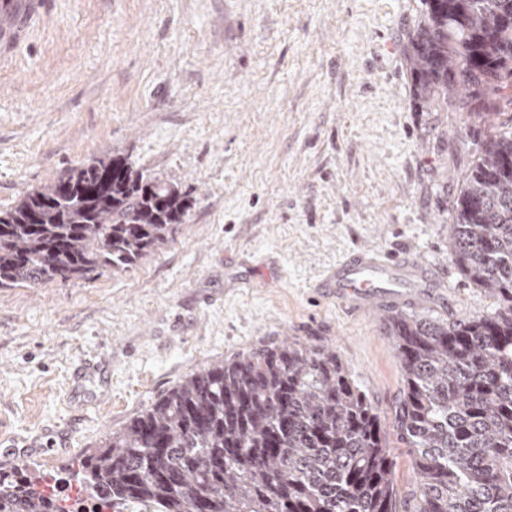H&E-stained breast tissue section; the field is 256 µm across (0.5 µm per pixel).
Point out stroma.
I'll list each match as a JSON object with an SVG mask.
<instances>
[{
	"mask_svg": "<svg viewBox=\"0 0 512 512\" xmlns=\"http://www.w3.org/2000/svg\"><path fill=\"white\" fill-rule=\"evenodd\" d=\"M421 0H43L0 65V210L120 156L191 208L128 272L0 288V463L68 468L190 374L283 342L334 350L395 462L404 376L388 311L315 284L360 247L418 258L437 295L411 317L487 315L451 257L463 180L512 107L413 100ZM96 357L97 370L79 375Z\"/></svg>",
	"mask_w": 512,
	"mask_h": 512,
	"instance_id": "obj_1",
	"label": "stroma"
}]
</instances>
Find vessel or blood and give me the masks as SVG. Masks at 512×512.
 <instances>
[{"instance_id": "vessel-or-blood-1", "label": "vessel or blood", "mask_w": 512, "mask_h": 512, "mask_svg": "<svg viewBox=\"0 0 512 512\" xmlns=\"http://www.w3.org/2000/svg\"><path fill=\"white\" fill-rule=\"evenodd\" d=\"M41 0H0V54L23 36ZM337 302L359 310L396 308L419 299L430 285L427 266L416 259L387 257L361 248L336 261L318 282Z\"/></svg>"}]
</instances>
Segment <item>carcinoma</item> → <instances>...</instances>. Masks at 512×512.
<instances>
[{"label":"carcinoma","instance_id":"cac0c4a2","mask_svg":"<svg viewBox=\"0 0 512 512\" xmlns=\"http://www.w3.org/2000/svg\"><path fill=\"white\" fill-rule=\"evenodd\" d=\"M407 64L417 100L512 106V0H421ZM177 185L98 159L0 211V288L125 272L168 242ZM452 259L492 315H396L398 436L417 488L404 512H512V130L489 137L455 204ZM110 512H398L378 415L336 352L283 343L191 374L81 460ZM0 512H67L0 466Z\"/></svg>","mask_w":512,"mask_h":512}]
</instances>
